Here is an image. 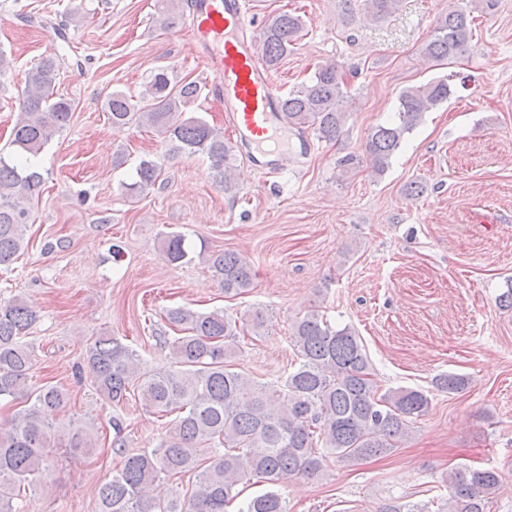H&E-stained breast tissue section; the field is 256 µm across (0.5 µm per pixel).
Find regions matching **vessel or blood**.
Returning <instances> with one entry per match:
<instances>
[{
  "mask_svg": "<svg viewBox=\"0 0 512 512\" xmlns=\"http://www.w3.org/2000/svg\"><path fill=\"white\" fill-rule=\"evenodd\" d=\"M252 0H192L189 31L210 79L206 97L224 105V123L263 175L306 155L307 137L288 127L280 91L244 38Z\"/></svg>",
  "mask_w": 512,
  "mask_h": 512,
  "instance_id": "obj_1",
  "label": "vessel or blood"
}]
</instances>
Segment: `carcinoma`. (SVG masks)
Masks as SVG:
<instances>
[{
  "instance_id": "obj_1",
  "label": "carcinoma",
  "mask_w": 512,
  "mask_h": 512,
  "mask_svg": "<svg viewBox=\"0 0 512 512\" xmlns=\"http://www.w3.org/2000/svg\"><path fill=\"white\" fill-rule=\"evenodd\" d=\"M398 5L399 0H365L364 11L378 21ZM495 6L496 0H465L442 14L424 54L438 66L464 54L472 38L473 13L488 14ZM178 8L165 4L156 17L159 26L172 27ZM303 27L301 16L287 11L266 24L259 57L270 74L277 72ZM61 68L55 58L30 68L21 117L12 129L13 155L0 153V267L12 264L23 246L30 220L27 203L41 184L40 175L25 164L70 124L71 101L54 96ZM346 81L337 64L318 67L307 84L282 98L288 123L326 141L337 139L345 123ZM200 92L197 82H173L167 70L159 69L141 100L114 91L105 107L115 128L146 126L176 150L206 156L224 192L231 193L234 146L204 117L187 111ZM452 93L444 77L402 92L396 118L366 136L364 152L372 173L384 174L405 135ZM160 174L157 160L141 159L131 190H150ZM161 251L170 265L189 256L178 232L163 237ZM206 261L224 295L252 290L256 273L247 258L224 251ZM167 319L183 335L160 337L169 349L165 368L148 369L138 351L116 336H98L86 349L93 387L104 399L120 407L134 391L145 408L162 416L175 414L166 438L150 453L127 452L123 422L112 418V448L124 461L100 486L99 512H227L255 483L265 489L246 499L237 512H288L279 484L292 478L318 479L331 462L356 467L390 454L431 406L422 389L380 391L354 328L333 325L316 309L293 322L290 343L297 363L276 382L259 381L237 370L232 361L242 352L239 336L257 337L265 331L263 308H253L241 320L222 310L179 308L169 311ZM35 320L36 312L24 298L0 302V400L23 403L12 430L0 433V512H23L21 492L34 489L52 449L75 457L92 445L87 427L53 419L66 407L68 394L54 385L32 383L33 355L24 338ZM468 383L466 375L448 372L437 376L434 386L454 393ZM187 473L194 481L183 498L160 501L151 495L161 476ZM500 484L501 475L493 469L462 466L448 474L447 497L424 504L390 499L380 512H489Z\"/></svg>"
}]
</instances>
